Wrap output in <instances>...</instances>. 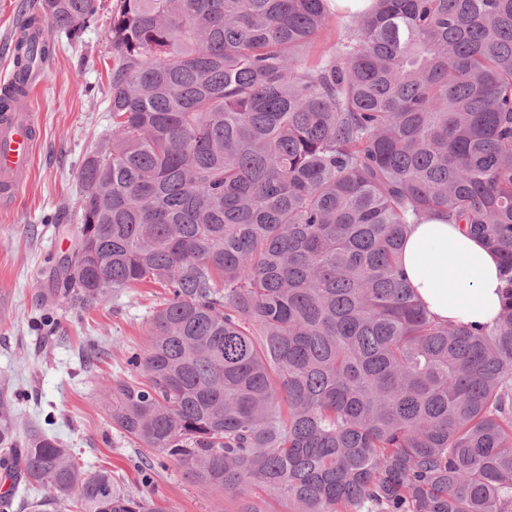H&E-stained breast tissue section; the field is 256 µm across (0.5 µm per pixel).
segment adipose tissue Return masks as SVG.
<instances>
[{
  "instance_id": "1",
  "label": "adipose tissue",
  "mask_w": 512,
  "mask_h": 512,
  "mask_svg": "<svg viewBox=\"0 0 512 512\" xmlns=\"http://www.w3.org/2000/svg\"><path fill=\"white\" fill-rule=\"evenodd\" d=\"M399 261L417 301L438 321L487 325L498 318L500 260L461 225L422 217L410 224Z\"/></svg>"
}]
</instances>
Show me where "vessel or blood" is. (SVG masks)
I'll list each match as a JSON object with an SVG mask.
<instances>
[{"instance_id": "obj_1", "label": "vessel or blood", "mask_w": 512, "mask_h": 512, "mask_svg": "<svg viewBox=\"0 0 512 512\" xmlns=\"http://www.w3.org/2000/svg\"><path fill=\"white\" fill-rule=\"evenodd\" d=\"M14 101L13 111L0 115V207H12L27 183L39 142L34 94L42 84L40 70H32Z\"/></svg>"}]
</instances>
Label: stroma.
<instances>
[{"mask_svg":"<svg viewBox=\"0 0 512 512\" xmlns=\"http://www.w3.org/2000/svg\"><path fill=\"white\" fill-rule=\"evenodd\" d=\"M30 13V0H0V73L12 72L15 35ZM111 53L101 22L44 68L32 172L14 206L0 210V385L10 388L21 428L52 416L51 433L86 469H108L120 485L149 482L171 512H239L240 497L200 489L163 453L146 452L112 427V399L101 381L128 377L129 351L147 344L165 289H125L90 312L50 291L52 270L80 227L83 159L112 137ZM145 455L152 468L144 472L138 464Z\"/></svg>","mask_w":512,"mask_h":512,"instance_id":"1","label":"stroma"}]
</instances>
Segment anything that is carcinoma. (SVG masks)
<instances>
[{"label":"carcinoma","instance_id":"1","mask_svg":"<svg viewBox=\"0 0 512 512\" xmlns=\"http://www.w3.org/2000/svg\"><path fill=\"white\" fill-rule=\"evenodd\" d=\"M113 0L112 139L82 163L90 311L166 288L112 428L241 512H512V0ZM99 0H39L73 41ZM57 43L23 33V76ZM436 214L500 258L491 325L441 323L399 266ZM0 388V512H168L31 429Z\"/></svg>","mask_w":512,"mask_h":512}]
</instances>
